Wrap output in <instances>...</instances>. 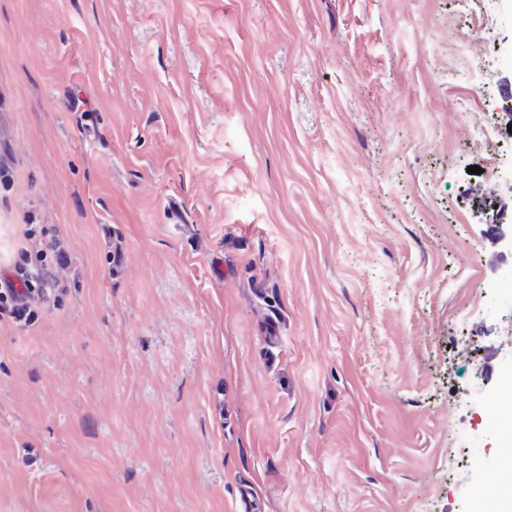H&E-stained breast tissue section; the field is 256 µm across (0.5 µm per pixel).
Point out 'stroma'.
<instances>
[{"label": "stroma", "mask_w": 512, "mask_h": 512, "mask_svg": "<svg viewBox=\"0 0 512 512\" xmlns=\"http://www.w3.org/2000/svg\"><path fill=\"white\" fill-rule=\"evenodd\" d=\"M509 46L512 0H0V273L72 256L0 323V512L512 484ZM505 219V211L503 210L500 214L496 215L495 220L491 224L487 225V232L498 245L512 253V214L510 223L504 222ZM70 262L71 256L59 238L40 242L32 252L23 251L11 275L0 277V321L31 326L38 319L39 306L63 291L56 272Z\"/></svg>", "instance_id": "35a3bbf8"}]
</instances>
